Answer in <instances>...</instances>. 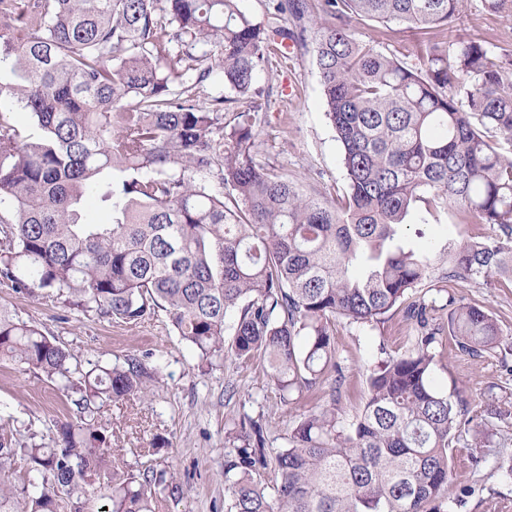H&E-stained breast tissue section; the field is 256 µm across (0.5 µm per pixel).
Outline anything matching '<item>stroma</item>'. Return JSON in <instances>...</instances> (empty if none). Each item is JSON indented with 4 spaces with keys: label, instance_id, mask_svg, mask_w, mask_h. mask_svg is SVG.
Listing matches in <instances>:
<instances>
[{
    "label": "stroma",
    "instance_id": "35a3bbf8",
    "mask_svg": "<svg viewBox=\"0 0 512 512\" xmlns=\"http://www.w3.org/2000/svg\"><path fill=\"white\" fill-rule=\"evenodd\" d=\"M359 39L385 53L415 64L412 38L402 26L376 22L356 25ZM455 39H479L495 51H512V17L484 12L478 0L453 23ZM259 88L270 91L267 122L263 127L262 156L283 166L306 193L342 189L345 173L341 148L325 115L318 73L310 55H299L273 77H260ZM487 224H458L453 217L412 225L406 232L410 246L432 243L443 247L459 236L488 237ZM476 302L493 311L505 333L512 334V288L489 278L481 285H448L447 294ZM428 292L427 300L444 305L446 296ZM0 307L36 324L74 351L81 363H123L126 356L149 355L158 369L149 399H130L108 407L104 420L112 429L113 447L122 449L132 470L148 466L168 469L182 487L178 494L158 490L155 512H226L224 508V452L228 434L240 419L251 417L263 426L268 447L285 444L296 414L316 406L310 396L301 405H282L258 362H241L225 356L208 372H200L198 357L172 330L165 313L137 325L65 307L51 297L16 293L0 283ZM411 328L388 321L370 327L336 326L338 360L345 375L341 406L353 414L365 402V371L378 358L379 346L396 351L407 347ZM433 384L441 392L465 390L473 411L495 404L512 410V349L501 347L495 356L475 360L444 345L433 370ZM0 416L12 417L14 430L52 435L57 422L70 420L72 412L55 382L20 371L0 359ZM506 447L486 449V463L472 467L471 435L462 433L454 450V472L449 496L462 498L458 512H512V421L501 425ZM167 445L153 456L142 455L153 438Z\"/></svg>",
    "mask_w": 512,
    "mask_h": 512
}]
</instances>
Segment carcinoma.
<instances>
[{"mask_svg":"<svg viewBox=\"0 0 512 512\" xmlns=\"http://www.w3.org/2000/svg\"><path fill=\"white\" fill-rule=\"evenodd\" d=\"M241 0H0V280L84 314L138 324L162 310L198 367L231 353L260 361L280 402L319 392L281 448L245 417L224 454L227 512H440L456 434L498 435L489 404L433 385L443 337L473 358L494 353V313L448 296L428 315L425 288L499 275L512 284V59L447 39L468 0H276L258 21ZM512 15V0H480ZM313 10L324 21L307 38ZM299 21L288 27V18ZM428 36L409 65L362 41L353 23ZM308 49L342 147L343 196H307L260 160L257 112L226 118L220 92L256 93L272 60ZM30 114L25 128L14 113ZM97 199L109 224H87ZM452 212L496 227L433 257L405 244ZM399 316L413 339L380 348L363 408H339L336 322ZM0 358L57 382L75 407L53 445L0 438V512H153L164 470L138 474L113 448L102 410L148 396L157 369L135 355L85 369L56 338L0 308ZM26 461L18 489L15 458Z\"/></svg>","mask_w":512,"mask_h":512,"instance_id":"carcinoma-1","label":"carcinoma"}]
</instances>
